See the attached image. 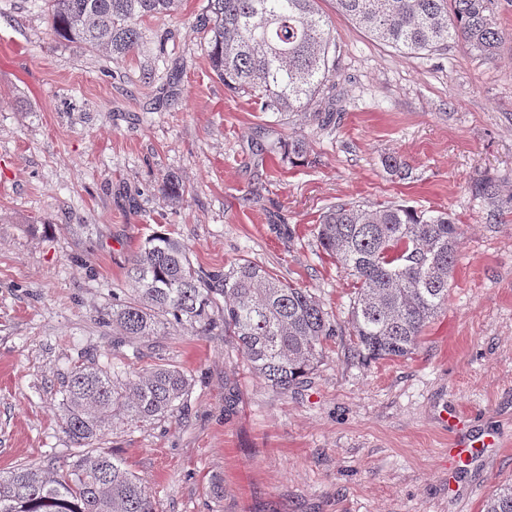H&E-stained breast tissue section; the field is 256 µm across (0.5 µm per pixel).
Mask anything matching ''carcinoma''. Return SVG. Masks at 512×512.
<instances>
[{
    "label": "carcinoma",
    "instance_id": "obj_1",
    "mask_svg": "<svg viewBox=\"0 0 512 512\" xmlns=\"http://www.w3.org/2000/svg\"><path fill=\"white\" fill-rule=\"evenodd\" d=\"M46 2L57 37L118 59L138 45L140 22L171 15L180 0ZM491 2L336 0V13L402 53L446 51L452 43L493 61L505 33ZM200 27L211 70L224 87L250 95L262 112L301 114L321 128L336 123L339 113L322 112L318 104L336 74L335 26L318 0H208ZM282 149L290 160L305 157V136L292 132ZM471 189L491 221L512 204L489 177L473 179ZM161 191L176 201L185 187L166 177ZM315 234L355 280L348 326L331 319L309 289L248 259L209 271L193 265L185 243L154 233L130 259L129 288L112 295L103 319L112 325L113 348L132 340L149 347L167 325L224 335L253 372L282 392L313 370L334 336H350L353 350L372 359L412 354L426 324L448 303L460 225L447 213L404 204L338 202L322 214ZM191 386L192 378L163 358L130 375L93 356L74 366L63 385L62 428L79 448L77 458L0 471V512H155L142 479L94 442L118 423L185 407ZM484 512H512V485L496 490Z\"/></svg>",
    "mask_w": 512,
    "mask_h": 512
}]
</instances>
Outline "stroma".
I'll return each instance as SVG.
<instances>
[{"instance_id":"1","label":"stroma","mask_w":512,"mask_h":512,"mask_svg":"<svg viewBox=\"0 0 512 512\" xmlns=\"http://www.w3.org/2000/svg\"><path fill=\"white\" fill-rule=\"evenodd\" d=\"M495 61L454 44L404 55L320 0L336 25L339 126L260 112L211 71L208 0L140 23L112 60L59 39L43 0H0V470L72 461L59 402L90 353L135 372L156 356L192 375L187 410L105 433L157 512H483L512 482V210L495 223L469 191L512 194V0ZM309 143L288 161L292 130ZM402 156L408 172L382 160ZM174 176L180 202L160 189ZM399 202L463 226L447 306L395 361L331 338L282 393L230 340L171 329L158 349L112 346L98 322L156 232L221 270L240 259L311 289L336 322L354 281L314 237L331 205ZM481 440L469 464L448 455Z\"/></svg>"}]
</instances>
